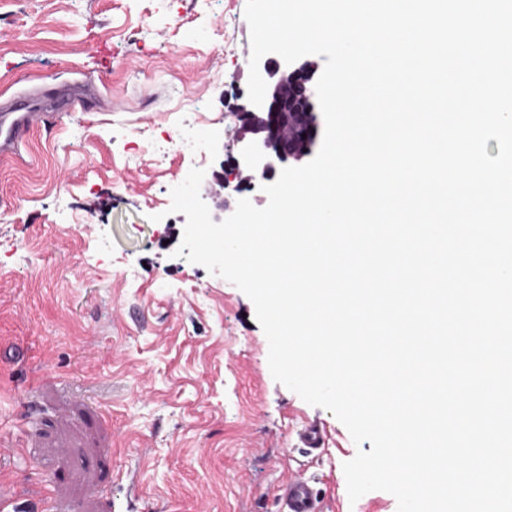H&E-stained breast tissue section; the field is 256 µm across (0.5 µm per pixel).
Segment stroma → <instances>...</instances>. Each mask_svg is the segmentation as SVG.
I'll list each match as a JSON object with an SVG mask.
<instances>
[{"label":"stroma","instance_id":"35a3bbf8","mask_svg":"<svg viewBox=\"0 0 512 512\" xmlns=\"http://www.w3.org/2000/svg\"><path fill=\"white\" fill-rule=\"evenodd\" d=\"M246 0H0V97L90 81L101 100L0 157V476L61 512H279L312 477L340 512L355 445L277 382L251 300L176 254L170 190L219 169L251 56ZM321 420V451L298 432ZM135 494H128V485Z\"/></svg>","mask_w":512,"mask_h":512}]
</instances>
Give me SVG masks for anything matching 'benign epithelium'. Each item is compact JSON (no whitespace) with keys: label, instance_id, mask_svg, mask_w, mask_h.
I'll list each match as a JSON object with an SVG mask.
<instances>
[{"label":"benign epithelium","instance_id":"benign-epithelium-1","mask_svg":"<svg viewBox=\"0 0 512 512\" xmlns=\"http://www.w3.org/2000/svg\"><path fill=\"white\" fill-rule=\"evenodd\" d=\"M259 69L267 77V95L262 106L251 103L239 108L238 121L244 128L238 139V155L231 165L204 178L219 213L215 222L230 211L222 197L225 189L240 192L244 181H269L273 174L306 157L315 144L320 123V106L315 85L321 75L315 60L300 58L292 64L262 58Z\"/></svg>","mask_w":512,"mask_h":512}]
</instances>
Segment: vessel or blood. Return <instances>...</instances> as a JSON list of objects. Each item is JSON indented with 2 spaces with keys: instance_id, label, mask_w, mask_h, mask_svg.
<instances>
[{
  "instance_id": "1",
  "label": "vessel or blood",
  "mask_w": 512,
  "mask_h": 512,
  "mask_svg": "<svg viewBox=\"0 0 512 512\" xmlns=\"http://www.w3.org/2000/svg\"><path fill=\"white\" fill-rule=\"evenodd\" d=\"M72 98L70 91L61 90L50 96H41L15 106L0 102V156L17 155L30 128L48 121L51 114L64 108ZM327 430L323 423L312 421L298 433L303 447L324 449ZM281 512H324V505L310 478L303 474L291 475L279 487Z\"/></svg>"
}]
</instances>
